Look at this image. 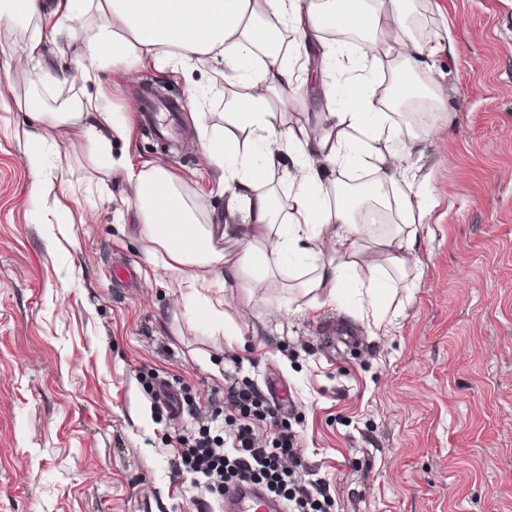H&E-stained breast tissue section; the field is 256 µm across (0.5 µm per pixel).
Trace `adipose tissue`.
I'll use <instances>...</instances> for the list:
<instances>
[{"label": "adipose tissue", "mask_w": 512, "mask_h": 512, "mask_svg": "<svg viewBox=\"0 0 512 512\" xmlns=\"http://www.w3.org/2000/svg\"><path fill=\"white\" fill-rule=\"evenodd\" d=\"M18 3L29 18L49 14L69 33L85 32L82 77L149 62L186 66L209 56L223 59L245 89V98L227 102L220 121L198 115L201 145L224 195L223 223H208L181 179L164 167L112 164L134 191L149 260L190 288L214 330L237 333L222 299L206 294L214 281L252 295L277 287L279 277L295 270L305 273V288L326 289L328 302L357 296L375 328L384 327L386 299L415 266L419 231L431 209L428 180L414 171L413 144L448 112L423 71L432 58L455 53L452 41L412 37L407 0H55L49 12L41 0ZM93 10L102 22L90 29L86 16ZM283 27L296 34L292 45L275 39ZM349 32L363 43L341 86L323 91L326 110L318 118L329 122V133L277 122L270 96L298 98L310 80L307 39L322 40V63L329 67L333 45ZM384 72L391 82L382 90L376 78ZM22 110L47 128L84 123L88 140L100 149L125 139L131 121L130 113L92 104L67 115L30 101ZM285 154L293 168L283 204L275 182ZM354 168L368 175L366 186L344 183ZM220 240L243 242L246 249L226 259L216 246ZM367 242L378 264L366 265Z\"/></svg>", "instance_id": "1"}]
</instances>
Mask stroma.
<instances>
[{"label":"stroma","mask_w":512,"mask_h":512,"mask_svg":"<svg viewBox=\"0 0 512 512\" xmlns=\"http://www.w3.org/2000/svg\"><path fill=\"white\" fill-rule=\"evenodd\" d=\"M420 23L430 39L451 34L456 52L425 73L448 120L413 157L433 205L385 333L318 290L250 299L216 287L228 311L246 313L228 342L149 263L134 192L92 160L83 124L38 142L16 106H0V512H208L168 462L202 418L221 437L230 379L287 400L288 429L336 512H512V0H440ZM33 42L37 60L10 67ZM83 50L49 23L2 22L0 82L58 112H132L147 86L181 102L160 129L133 120L111 154L162 163L221 223L195 115L233 96L223 60L46 83L41 61L73 65ZM341 80L326 71L273 110L292 126L316 121L322 82ZM35 151L57 184L46 199L33 190ZM120 262L136 267L135 285L114 276ZM151 371L197 415L157 412Z\"/></svg>","instance_id":"stroma-1"}]
</instances>
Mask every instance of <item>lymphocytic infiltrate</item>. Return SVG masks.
<instances>
[{"label":"lymphocytic infiltrate","instance_id":"obj_1","mask_svg":"<svg viewBox=\"0 0 512 512\" xmlns=\"http://www.w3.org/2000/svg\"><path fill=\"white\" fill-rule=\"evenodd\" d=\"M224 434L228 444L213 446L206 431L180 437L181 448L171 459L173 472L189 471L202 475L199 488L211 494H223L238 481L260 482L283 501L292 512H328L331 500L313 497L298 477L306 465L296 451V437L280 430L271 444L261 443L256 430L260 423L277 424L279 409L261 400L254 388L241 381L224 389Z\"/></svg>","mask_w":512,"mask_h":512}]
</instances>
